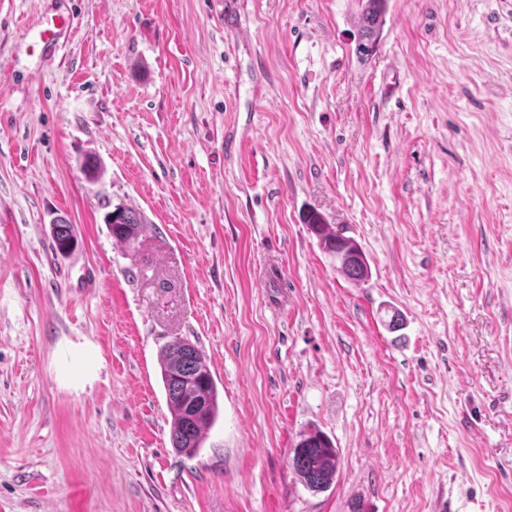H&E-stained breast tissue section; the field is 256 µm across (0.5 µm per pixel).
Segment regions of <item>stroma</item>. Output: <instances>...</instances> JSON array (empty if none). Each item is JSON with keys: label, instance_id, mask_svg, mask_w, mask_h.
Instances as JSON below:
<instances>
[{"label": "stroma", "instance_id": "35a3bbf8", "mask_svg": "<svg viewBox=\"0 0 512 512\" xmlns=\"http://www.w3.org/2000/svg\"><path fill=\"white\" fill-rule=\"evenodd\" d=\"M359 16L0 0V512H512V0H388L365 63ZM176 338L219 392L192 457ZM312 428L340 453L319 493L289 465ZM110 217H112L111 220ZM106 222L110 224L112 237L127 245L134 244L140 236L151 228V224L146 222L143 215L122 206H117L109 212L106 216ZM307 223L314 230L319 237L323 248L330 254L343 252L345 255H350L353 251L360 249L359 243L352 237H348L336 232L329 227V224H323L320 216L316 213H311L307 217ZM360 246V247H359ZM361 251V249H360ZM363 260L354 261L350 258L344 259L337 266L339 271L348 280L361 283L366 281L370 275V267L367 259L365 260L364 254L361 251ZM160 354L171 443L178 453L193 456L218 417V389L204 355L192 343L175 339Z\"/></svg>", "mask_w": 512, "mask_h": 512}]
</instances>
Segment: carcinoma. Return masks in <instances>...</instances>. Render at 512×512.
Instances as JSON below:
<instances>
[{"mask_svg": "<svg viewBox=\"0 0 512 512\" xmlns=\"http://www.w3.org/2000/svg\"><path fill=\"white\" fill-rule=\"evenodd\" d=\"M386 4L387 0H362L356 44V54L362 60L376 51ZM107 217L112 237L127 245L134 244L152 228L139 212L122 206L115 207ZM307 223L328 253L347 255L337 266V271L355 283L369 278L367 260L348 258L359 249L354 238L337 235L316 213L309 214ZM52 236L60 252L69 250L75 243L73 227L64 220L53 224ZM161 379L172 417V447L181 454L193 456L218 417V389L214 377L204 355L195 345L175 339L161 348ZM289 464L308 490L324 492L336 480L339 451L322 431L310 429L300 434Z\"/></svg>", "mask_w": 512, "mask_h": 512, "instance_id": "1", "label": "carcinoma"}]
</instances>
